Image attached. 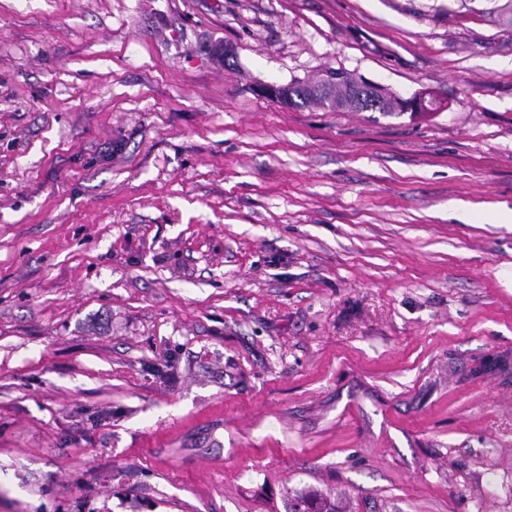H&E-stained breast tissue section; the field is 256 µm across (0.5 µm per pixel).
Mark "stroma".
<instances>
[{
	"mask_svg": "<svg viewBox=\"0 0 512 512\" xmlns=\"http://www.w3.org/2000/svg\"><path fill=\"white\" fill-rule=\"evenodd\" d=\"M322 500L512 512V0H0V512ZM437 99L430 93H415L409 97H399L397 112H434L438 108Z\"/></svg>",
	"mask_w": 512,
	"mask_h": 512,
	"instance_id": "35a3bbf8",
	"label": "stroma"
}]
</instances>
